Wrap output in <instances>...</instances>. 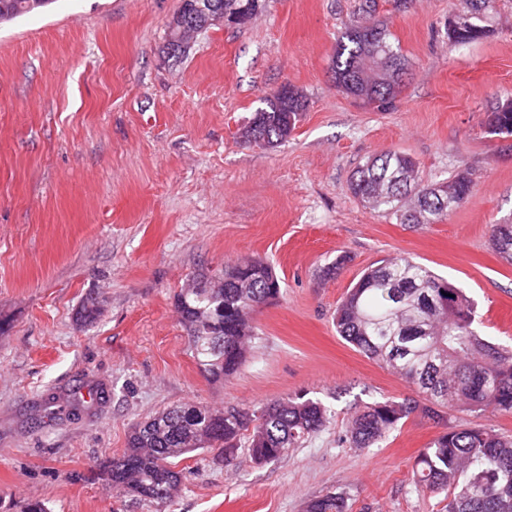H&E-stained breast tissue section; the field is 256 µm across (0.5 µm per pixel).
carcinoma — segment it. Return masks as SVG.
Segmentation results:
<instances>
[{
    "label": "carcinoma",
    "mask_w": 512,
    "mask_h": 512,
    "mask_svg": "<svg viewBox=\"0 0 512 512\" xmlns=\"http://www.w3.org/2000/svg\"><path fill=\"white\" fill-rule=\"evenodd\" d=\"M53 0H0V25ZM466 14L448 39L460 44L482 38L493 0H468ZM331 73L336 89L373 105L390 108L401 93L407 59L383 23L372 18L370 2L362 17L337 38ZM307 100L294 86L288 95L266 97L263 107L241 132L246 143L265 135L266 147L288 141ZM492 134H512V99L487 113ZM349 192L373 210L401 224H438L464 204L471 179L459 171L449 179L425 181L408 155L387 151L359 166ZM493 248L512 262V224H495ZM222 288H183L175 305L189 332L194 357L214 379L234 375L244 364L253 336V313L276 300L280 284L271 266L251 259L224 268ZM101 313L88 296L79 315L85 323ZM474 307L463 289L409 258H396L367 270L336 307V330L366 357L401 375L433 407H460L512 413V348L481 336ZM418 407L413 399L365 405L352 417L345 435L351 447L378 445ZM329 408L320 400L288 397L257 409L200 407V418L181 414V406L164 409L137 424L126 450L102 464V474L121 498L167 512L182 474L175 460L205 448L224 449L232 464L241 438L262 464L279 459L318 433ZM413 489L442 497V512H512V436L485 428L451 429L418 455ZM307 512H347V498L329 493L313 500Z\"/></svg>",
    "instance_id": "cac0c4a2"
}]
</instances>
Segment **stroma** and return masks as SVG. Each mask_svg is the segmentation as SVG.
I'll list each match as a JSON object with an SVG mask.
<instances>
[{
    "label": "stroma",
    "mask_w": 512,
    "mask_h": 512,
    "mask_svg": "<svg viewBox=\"0 0 512 512\" xmlns=\"http://www.w3.org/2000/svg\"><path fill=\"white\" fill-rule=\"evenodd\" d=\"M362 2L263 0L177 62L162 46L180 0H54L0 26V512H153L123 508L99 468L174 405L304 394L331 418L265 465L245 447L229 466L218 448L177 460L170 512H306L334 492L349 512H439L412 487L419 453L455 426L512 436V414L443 408L414 411L375 448L344 440L364 405L417 396L336 331L337 304L368 268L425 265L463 288L483 336L512 346V263L490 243L492 225L512 224V135L485 126L489 106L512 98V0H496L489 34L465 45L446 35L465 0H375L409 61L386 111L339 92L330 71ZM285 84L308 101L288 142H242ZM388 150L429 181L468 172L467 202L423 228L364 206L349 178ZM244 259L270 264L281 293L254 314L241 370L215 381L175 296ZM89 294L102 311L86 324Z\"/></svg>",
    "instance_id": "1"
}]
</instances>
